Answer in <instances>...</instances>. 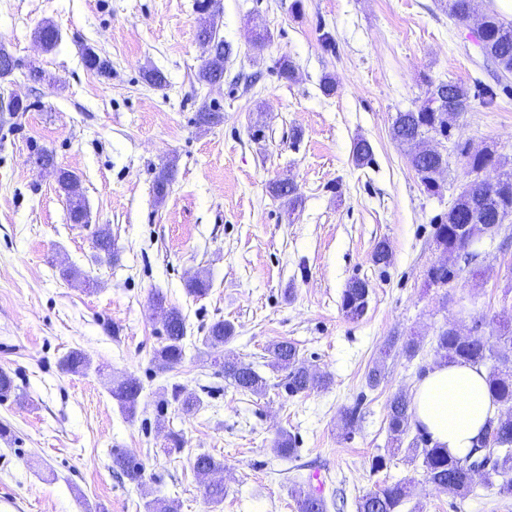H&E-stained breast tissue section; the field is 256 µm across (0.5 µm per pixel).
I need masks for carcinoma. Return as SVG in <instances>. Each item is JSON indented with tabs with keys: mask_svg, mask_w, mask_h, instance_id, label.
Returning a JSON list of instances; mask_svg holds the SVG:
<instances>
[{
	"mask_svg": "<svg viewBox=\"0 0 512 512\" xmlns=\"http://www.w3.org/2000/svg\"><path fill=\"white\" fill-rule=\"evenodd\" d=\"M473 0H446L450 17L466 20L471 12ZM45 50L54 49L59 40V31L51 24L35 30ZM199 37L213 41V57L203 61L197 73V80L204 83H216L224 78V63L230 56V45L221 39H213L209 26L204 25ZM482 51L493 59L503 71L512 73V22L491 12L483 16L481 21ZM474 95L470 88L461 82H440L430 84L423 102L408 111L399 112L392 125V138L407 149V156L412 169L418 176L424 189L432 194L441 193V184L436 175L448 168V154L427 153L419 150L420 141L432 134L446 140L451 136L452 129L460 116L469 110ZM488 168L494 174V181L487 179L470 180L462 192L454 199L448 213L436 224L434 237L437 245L444 249H455L461 252L465 260L473 258L466 250L464 225L476 220L470 232L480 234L484 225L498 223L507 211H512V167L492 150L475 154L469 162L468 172ZM74 175L65 169L58 170V185L68 196L69 220L73 224L84 223L87 211L84 203L70 197V187ZM174 178V165L168 163L160 168L154 177L153 192L157 201H163L169 193ZM273 195L285 200L288 207L297 204L299 196L296 190L279 183L271 187ZM370 288L366 281L351 280L342 293L341 307L352 319H359L367 312ZM152 307L163 321L166 337L165 344L157 350L154 359L156 367L161 371L173 369L184 359L186 325L181 312L166 305L164 296L155 294ZM234 326L223 320L213 322L203 337L202 343L217 349L233 338ZM512 341V318L500 319L495 322L489 336H462L452 328L441 330L436 336L437 353L447 363L466 362L484 366L493 358L497 363L492 365L488 373L490 391L496 401L503 406L496 420L489 423L486 432L493 435L498 450L481 447L477 441L470 453L462 458L451 457L448 450L431 443L422 431L416 435L408 446H403L405 436L411 428L413 411L411 400L404 394L394 395L388 404L387 431L393 450L405 451L412 459L422 460L425 481L438 490L465 496L472 490L474 470L464 462L477 457L493 458L490 466L483 471L484 484L495 490L502 499L512 498V359L497 358L491 340ZM270 366L277 371L286 372L285 388L288 393L297 395L321 390L330 383L326 373H319L310 368L301 359L297 348L288 342H278L267 348ZM214 363L222 366L224 378L244 393L260 394L267 387V379L255 368L238 359L214 357ZM64 366L71 372H80L90 366L89 357L80 350L70 352L64 359ZM141 386L137 378L129 376L113 385L111 394L119 409L130 419L136 416ZM171 397L180 405L185 414L198 410L200 401L183 394V387L174 383L171 386ZM113 465L131 483L139 484L142 479V466L127 455H117ZM193 469L197 474L207 477L220 469L221 463L209 454L196 456ZM293 494L297 501L298 512H327L325 500L312 498L301 489L296 488ZM409 484L399 480L383 484L373 491L359 497L357 512H399V508L410 498Z\"/></svg>",
	"mask_w": 512,
	"mask_h": 512,
	"instance_id": "obj_1",
	"label": "carcinoma"
}]
</instances>
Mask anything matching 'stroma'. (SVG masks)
<instances>
[{"mask_svg":"<svg viewBox=\"0 0 512 512\" xmlns=\"http://www.w3.org/2000/svg\"><path fill=\"white\" fill-rule=\"evenodd\" d=\"M0 0V46L18 62L0 79V368L16 385L0 399V512H147L166 498L177 512H298L294 487L313 473L325 480L327 512H357L359 496L407 480L412 494L400 512H512L477 483L455 497L426 483L419 462L389 454L387 405L412 394L421 370L439 364L441 329L469 333L487 319L512 314V219L457 261L447 285H428V267L443 259L434 224L447 213L464 162L448 154L442 196L424 192L404 150L392 139L397 112L424 99L428 82L491 88L476 98L453 141L491 149L512 162V73L480 46L477 27L496 12L512 21V0H476L473 17L457 21L439 0ZM232 48L224 78L199 83L206 56L199 39L205 19ZM51 22L57 47L44 51L34 32ZM270 38L253 42L254 25ZM111 67L86 69L80 46ZM295 67L279 73L280 59ZM156 69V87L143 73ZM332 77L333 93L323 81ZM28 103L10 112L11 96ZM218 107L219 124L198 127L203 106ZM373 150L357 166V138ZM73 172L89 221L70 223L55 170H37L40 149ZM175 162L163 203L156 172ZM296 186L303 203L288 212L269 185ZM109 227L116 261L97 262L93 231ZM391 261H371L379 241ZM72 265L97 282H70ZM208 278L204 297L187 291ZM366 280V314L348 318L342 292ZM162 293L186 319V356L158 371L154 353L165 342L150 300ZM235 327L223 355L253 364L270 383L260 395L225 380L202 344L216 320ZM421 342L406 357L408 338ZM287 341L313 368L328 372L327 390L289 395L265 358ZM89 369L63 372L72 350ZM385 378L369 387L377 358ZM135 376L143 386L135 418L120 411L113 382ZM201 398L194 414L170 399L171 384ZM356 412L346 427L345 410ZM294 457L276 451L281 431ZM181 452L168 455L170 433ZM142 463V484L120 478L112 456ZM221 460L224 500L207 503L197 455ZM384 457L376 470L372 462Z\"/></svg>","mask_w":512,"mask_h":512,"instance_id":"1","label":"stroma"}]
</instances>
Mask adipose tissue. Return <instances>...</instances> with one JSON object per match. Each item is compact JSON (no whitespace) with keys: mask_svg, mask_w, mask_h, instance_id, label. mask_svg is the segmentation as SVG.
<instances>
[{"mask_svg":"<svg viewBox=\"0 0 512 512\" xmlns=\"http://www.w3.org/2000/svg\"><path fill=\"white\" fill-rule=\"evenodd\" d=\"M412 408L415 423L457 458L471 451L500 410L482 367L460 362L429 370L413 389Z\"/></svg>","mask_w":512,"mask_h":512,"instance_id":"adipose-tissue-1","label":"adipose tissue"}]
</instances>
